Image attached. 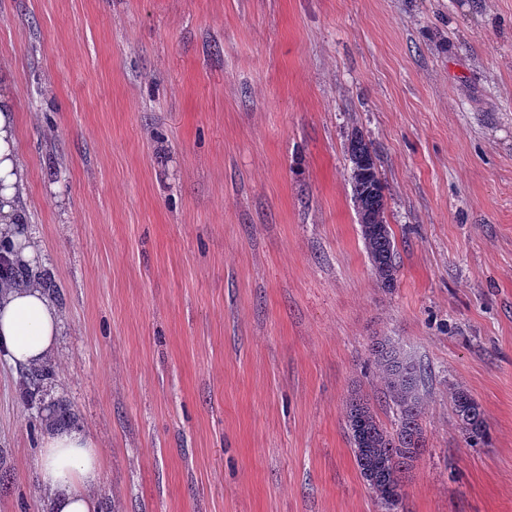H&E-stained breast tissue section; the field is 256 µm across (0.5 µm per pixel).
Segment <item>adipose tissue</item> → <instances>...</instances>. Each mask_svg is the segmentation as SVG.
<instances>
[{"instance_id": "adipose-tissue-1", "label": "adipose tissue", "mask_w": 512, "mask_h": 512, "mask_svg": "<svg viewBox=\"0 0 512 512\" xmlns=\"http://www.w3.org/2000/svg\"><path fill=\"white\" fill-rule=\"evenodd\" d=\"M25 178L16 155L15 114L0 95V245L16 266L34 268L41 252L26 226ZM62 318L40 280H0V353L15 368L38 367L57 349ZM40 484L52 512H97L91 494L101 478L99 450L82 433L49 428L42 439Z\"/></svg>"}]
</instances>
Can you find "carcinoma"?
Returning <instances> with one entry per match:
<instances>
[{"label": "carcinoma", "mask_w": 512, "mask_h": 512, "mask_svg": "<svg viewBox=\"0 0 512 512\" xmlns=\"http://www.w3.org/2000/svg\"><path fill=\"white\" fill-rule=\"evenodd\" d=\"M351 163L352 198L356 213L367 216L361 236L378 284L391 290L397 282V252L386 220L387 198L379 177L377 157L371 142L354 134L347 147ZM370 355L384 387V396L397 412V423L383 424L368 400L355 394L345 403L346 428L363 481L372 490L384 512H397L404 495V478L424 453L423 400L418 393L420 367L401 356L389 336L375 338ZM54 372L43 366L21 372L27 405L42 407L41 392L52 382ZM452 411L460 430L478 441L487 435V421L479 404L464 389L451 392Z\"/></svg>", "instance_id": "carcinoma-1"}]
</instances>
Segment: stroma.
Returning <instances> with one entry per match:
<instances>
[{"label":"stroma","instance_id":"35a3bbf8","mask_svg":"<svg viewBox=\"0 0 512 512\" xmlns=\"http://www.w3.org/2000/svg\"><path fill=\"white\" fill-rule=\"evenodd\" d=\"M0 65L98 512H382L345 427L355 391L394 423L376 336L421 369L398 512H512V0H0ZM45 428L0 357V512H51ZM351 163L352 198L361 228V236L376 281L387 290L396 286L398 265L393 234L386 220L387 198L379 177L377 157L372 144L355 133L347 147ZM359 214L369 224H361ZM452 411L460 430L472 441L483 440L487 435V421L479 404L462 388L451 393Z\"/></svg>","mask_w":512,"mask_h":512}]
</instances>
